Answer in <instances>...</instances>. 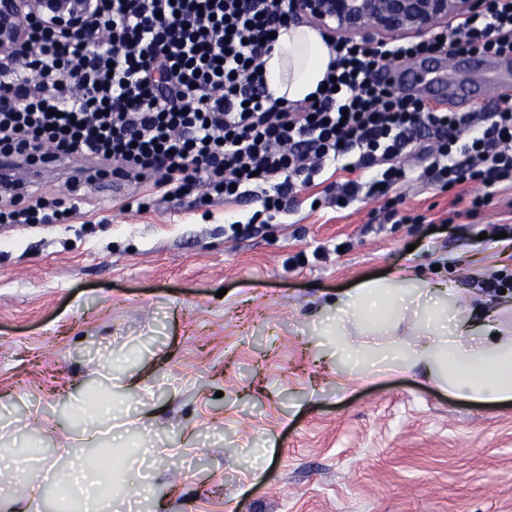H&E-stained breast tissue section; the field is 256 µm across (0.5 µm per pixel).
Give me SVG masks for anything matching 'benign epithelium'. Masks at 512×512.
Listing matches in <instances>:
<instances>
[{
  "mask_svg": "<svg viewBox=\"0 0 512 512\" xmlns=\"http://www.w3.org/2000/svg\"><path fill=\"white\" fill-rule=\"evenodd\" d=\"M88 0H0V54L23 41L27 15L49 14L59 27L73 28L81 20V4ZM478 0H301L310 18L342 35L373 31L402 38L426 34L474 10Z\"/></svg>",
  "mask_w": 512,
  "mask_h": 512,
  "instance_id": "7a95c632",
  "label": "benign epithelium"
}]
</instances>
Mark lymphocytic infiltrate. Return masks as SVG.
<instances>
[{
    "label": "lymphocytic infiltrate",
    "mask_w": 512,
    "mask_h": 512,
    "mask_svg": "<svg viewBox=\"0 0 512 512\" xmlns=\"http://www.w3.org/2000/svg\"><path fill=\"white\" fill-rule=\"evenodd\" d=\"M84 30L38 18L26 51L0 57V188L18 162L78 154L109 174L153 182L180 199L204 190L236 204L252 197L267 216L286 212L295 185L339 166L336 203L382 195L411 159L447 190L464 183L512 189V101L455 112L381 81L385 59L512 53V0L425 37L382 42L321 37L335 89L302 103L268 91L276 34L300 22L298 0H94Z\"/></svg>",
    "instance_id": "obj_1"
}]
</instances>
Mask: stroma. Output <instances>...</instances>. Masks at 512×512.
<instances>
[{
    "label": "stroma",
    "instance_id": "35a3bbf8",
    "mask_svg": "<svg viewBox=\"0 0 512 512\" xmlns=\"http://www.w3.org/2000/svg\"><path fill=\"white\" fill-rule=\"evenodd\" d=\"M512 66L443 68L437 91L467 87L468 111L497 102ZM295 187L285 213L249 223L258 202L119 196L81 188L68 223L0 224V512L35 470L77 442L78 399L107 396L141 416L121 449L113 502L140 512H512V402L448 396L405 374L341 390L348 368L325 322L342 291L415 266L512 324V191L440 190L411 171L383 199L347 207ZM480 196L487 203L472 209Z\"/></svg>",
    "mask_w": 512,
    "mask_h": 512
}]
</instances>
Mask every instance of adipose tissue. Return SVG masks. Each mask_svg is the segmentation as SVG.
<instances>
[{
    "label": "adipose tissue",
    "instance_id": "adipose-tissue-1",
    "mask_svg": "<svg viewBox=\"0 0 512 512\" xmlns=\"http://www.w3.org/2000/svg\"><path fill=\"white\" fill-rule=\"evenodd\" d=\"M330 60L329 49L315 29L292 26L281 31L267 61L270 92L291 102L303 101L324 79ZM415 280L413 268L393 270L386 277L358 283L345 304L360 327L370 328L387 319L389 307L403 303L404 284ZM420 283L432 302L422 340L407 353L381 352L377 366L436 384L460 399L481 403L512 399V331L476 308L448 313L446 286Z\"/></svg>",
    "mask_w": 512,
    "mask_h": 512
}]
</instances>
